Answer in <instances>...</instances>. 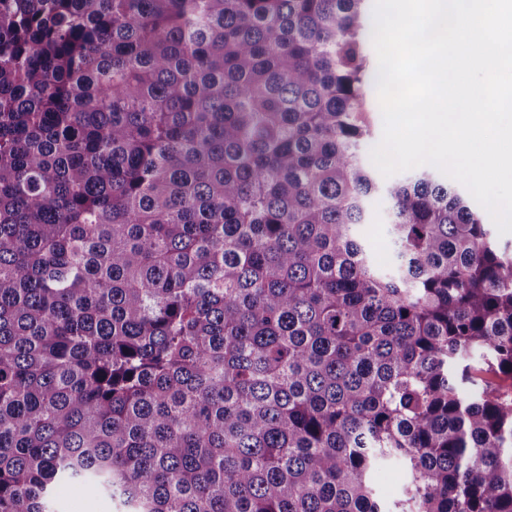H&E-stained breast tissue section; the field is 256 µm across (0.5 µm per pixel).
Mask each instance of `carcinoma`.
I'll return each mask as SVG.
<instances>
[{
  "instance_id": "carcinoma-1",
  "label": "carcinoma",
  "mask_w": 512,
  "mask_h": 512,
  "mask_svg": "<svg viewBox=\"0 0 512 512\" xmlns=\"http://www.w3.org/2000/svg\"><path fill=\"white\" fill-rule=\"evenodd\" d=\"M365 2L0 0V512H512V254L359 159ZM367 224L362 229V239L370 249L380 257L390 253L391 237L388 233L389 205L379 195H375L367 203ZM379 496L389 505L403 498L407 476L400 466L385 464L373 476ZM54 499L59 512H118L117 501L101 495H92L79 482L57 484Z\"/></svg>"
}]
</instances>
